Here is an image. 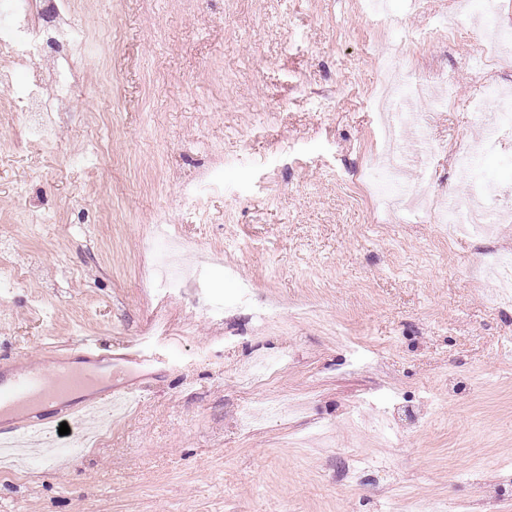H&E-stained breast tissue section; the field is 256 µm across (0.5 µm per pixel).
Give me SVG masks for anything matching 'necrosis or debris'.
I'll use <instances>...</instances> for the list:
<instances>
[{
	"label": "necrosis or debris",
	"instance_id": "necrosis-or-debris-1",
	"mask_svg": "<svg viewBox=\"0 0 512 512\" xmlns=\"http://www.w3.org/2000/svg\"><path fill=\"white\" fill-rule=\"evenodd\" d=\"M70 0H0V81H17L20 66L53 54L51 74L33 72L17 81L19 93L0 117L19 131L20 147L46 145L51 141L53 114L61 101L70 97L76 69L83 64V29L70 25ZM500 9L484 15L483 39L472 51L486 67L512 71V31L501 25ZM383 89L374 95L373 108L379 115L383 147L370 171H356L361 185H373V199L381 210L403 209L408 215L447 228L449 236L471 234L492 238L500 224L512 223V198L483 184H475L470 197L458 198L435 192L434 165L439 152L424 136L430 111L450 105L452 85L447 75L417 76L404 61L403 45H396L385 58ZM428 97L429 112H412L414 100ZM474 115L484 128L480 142H455L448 154L457 167L471 171L482 153L512 142V94L492 79L480 80L476 89ZM163 247L157 257V273L152 282L156 292L171 296L183 283L200 285L204 273L177 263L184 247L179 235L162 230Z\"/></svg>",
	"mask_w": 512,
	"mask_h": 512
}]
</instances>
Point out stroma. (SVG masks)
<instances>
[{"instance_id": "obj_1", "label": "stroma", "mask_w": 512, "mask_h": 512, "mask_svg": "<svg viewBox=\"0 0 512 512\" xmlns=\"http://www.w3.org/2000/svg\"><path fill=\"white\" fill-rule=\"evenodd\" d=\"M391 7L381 34L363 0H73L94 42L51 149L0 122V252L29 270L0 290V357L143 339L161 365L85 452L5 463L0 512H512V301L483 263L512 223L447 242L374 214L352 177L381 148L382 55L448 0ZM456 22L409 58L452 83L427 129L441 146L484 136L480 30ZM160 224L186 263L220 253L203 292L154 295ZM259 360L272 377L251 390ZM269 398L302 407L243 422Z\"/></svg>"}]
</instances>
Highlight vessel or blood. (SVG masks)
Instances as JSON below:
<instances>
[{"label": "vessel or blood", "instance_id": "1", "mask_svg": "<svg viewBox=\"0 0 512 512\" xmlns=\"http://www.w3.org/2000/svg\"><path fill=\"white\" fill-rule=\"evenodd\" d=\"M72 352L81 357V365L70 364ZM72 352L59 349L51 372L45 363L24 359L0 373L1 446L21 439L56 442L61 423L77 425L88 415L105 416L118 405L136 401L139 389L114 385L112 377L153 365L151 356L137 344L103 353L94 343L84 341ZM51 403L59 404V411L42 413V406Z\"/></svg>", "mask_w": 512, "mask_h": 512}]
</instances>
